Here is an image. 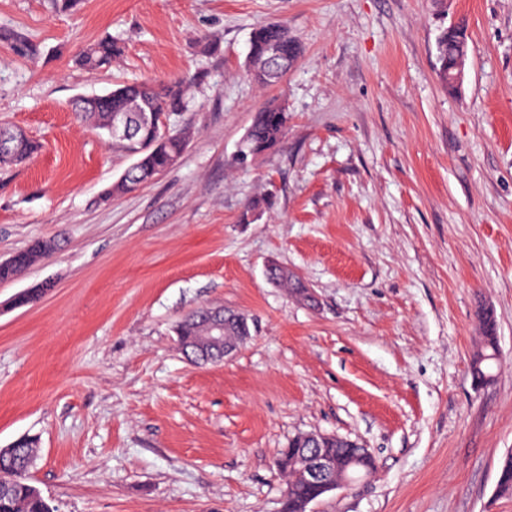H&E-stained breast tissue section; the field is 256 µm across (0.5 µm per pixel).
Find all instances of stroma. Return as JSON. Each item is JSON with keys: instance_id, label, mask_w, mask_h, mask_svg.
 <instances>
[{"instance_id": "obj_1", "label": "stroma", "mask_w": 512, "mask_h": 512, "mask_svg": "<svg viewBox=\"0 0 512 512\" xmlns=\"http://www.w3.org/2000/svg\"><path fill=\"white\" fill-rule=\"evenodd\" d=\"M269 21L303 52L261 88L245 60ZM460 21L451 90L436 42ZM109 36L122 59L76 66ZM193 75L182 157L108 196L133 158L73 102ZM269 105L285 136L240 161ZM0 123L43 144L0 167V262L57 245L0 281V448L36 439L28 478L53 512H281L276 461L307 432L376 463L311 512H512L495 493L512 451V0H0ZM273 263L312 301L272 283ZM481 305L502 362L478 388ZM204 306L245 313L251 336L196 366L175 328ZM55 249L56 243L52 240H34L27 249L18 252L9 261L0 263V281L15 278L38 260L54 253Z\"/></svg>"}]
</instances>
